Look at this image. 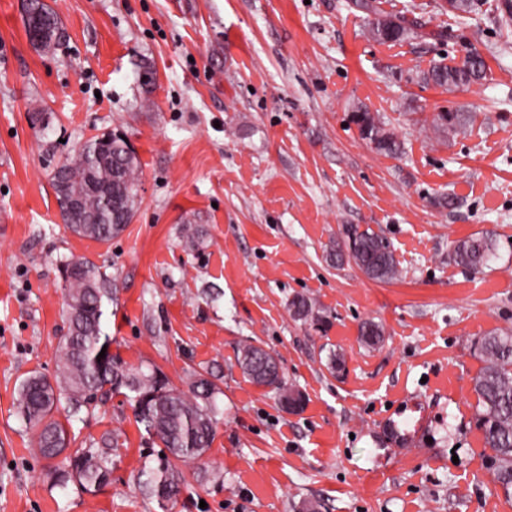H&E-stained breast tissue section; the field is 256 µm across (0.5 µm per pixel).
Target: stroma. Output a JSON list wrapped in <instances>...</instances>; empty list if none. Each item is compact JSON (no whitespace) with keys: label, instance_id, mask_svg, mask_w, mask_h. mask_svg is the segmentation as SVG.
<instances>
[{"label":"stroma","instance_id":"stroma-1","mask_svg":"<svg viewBox=\"0 0 512 512\" xmlns=\"http://www.w3.org/2000/svg\"><path fill=\"white\" fill-rule=\"evenodd\" d=\"M63 37L36 50L25 0H0V512H160L138 488L143 433L123 395L73 420L77 442L117 435L97 495L49 489V462L17 414L19 381L54 377L67 331L61 265L87 259L117 290L112 352L186 388L214 374L210 450L179 463L169 512H512L475 418L477 341L512 332V28L500 0L462 18L443 0H376L433 38L386 43L350 0H45ZM482 80L425 82L470 53ZM402 143L363 139L357 106ZM40 108L47 127L32 126ZM465 128L436 127L445 111ZM126 136L142 164L134 217L103 244L66 232L49 181L80 142ZM452 206H440L442 197ZM385 237L388 281L331 262L344 225ZM198 232L190 244L186 227ZM493 235L484 274L454 241ZM310 298L326 323L294 318ZM384 341L370 348L359 326ZM252 343L306 396L282 409L243 375ZM343 363L331 369V355Z\"/></svg>","mask_w":512,"mask_h":512}]
</instances>
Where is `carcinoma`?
Here are the masks:
<instances>
[{
  "label": "carcinoma",
  "instance_id": "1",
  "mask_svg": "<svg viewBox=\"0 0 512 512\" xmlns=\"http://www.w3.org/2000/svg\"><path fill=\"white\" fill-rule=\"evenodd\" d=\"M449 10L469 15L480 8L479 0H446ZM357 10L373 16L370 34L379 41L398 42L414 33L404 17H382L375 0H352ZM25 10L45 30V37L34 47L44 51L62 37L56 14L44 0H27ZM485 62L480 55L460 65L436 64L424 80L450 90L468 87L483 79ZM354 121L363 138L386 154L399 151L394 133L385 129L378 116L364 106L354 112ZM437 125L450 131L462 126L457 112H441ZM67 173L65 182L55 188L64 227L70 233L99 243H109L134 216L140 185V163L127 140L118 134L93 136L59 164ZM77 202L78 213H69L66 202ZM346 247H336L330 257L352 260L368 277L391 280L398 274V261L390 243L382 236L345 227ZM497 242L490 235L470 236L456 241L451 250L453 262L475 274L483 272L495 256ZM64 274L65 314L68 332L63 337L54 380L33 372L17 389L18 412L35 432L39 453L55 461L47 476L53 487L73 484L85 494H96L110 483L115 437H103L95 448H73L65 422L82 410L97 406L103 397L121 390L129 392L135 423L160 450L143 449V465L135 480L142 493L160 507L177 501L182 476L174 461L192 462L210 448L220 409L221 389L201 374L194 376L188 391L169 384L157 370L133 371L112 355V338L104 331L103 305L113 301L112 279L88 260L68 261ZM294 317L320 321L315 305L305 297L291 303ZM363 344L375 347L383 340L382 328L373 321L359 327ZM105 357L98 358L100 352ZM485 366L474 378L475 411L482 429L484 447L491 451L497 484L512 497V333H492L479 342ZM238 364L258 386L280 391L287 387L279 359L259 346L245 344L239 350ZM66 400L59 410L60 400Z\"/></svg>",
  "mask_w": 512,
  "mask_h": 512
}]
</instances>
